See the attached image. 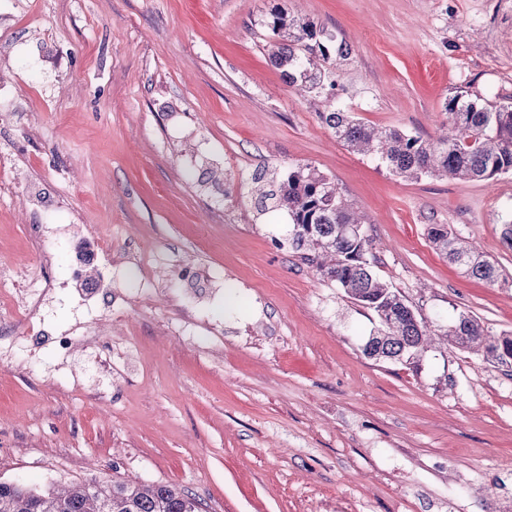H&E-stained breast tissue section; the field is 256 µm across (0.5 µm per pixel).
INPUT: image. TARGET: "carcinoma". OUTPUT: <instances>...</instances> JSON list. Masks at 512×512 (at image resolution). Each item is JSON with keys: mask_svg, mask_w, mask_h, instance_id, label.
I'll return each instance as SVG.
<instances>
[{"mask_svg": "<svg viewBox=\"0 0 512 512\" xmlns=\"http://www.w3.org/2000/svg\"><path fill=\"white\" fill-rule=\"evenodd\" d=\"M274 37L271 61L283 79L300 92L321 89L327 73L315 59L327 60L329 46L310 22L282 10L271 13ZM448 125L436 139L397 129L368 126L342 109L320 113L336 140L354 153L375 157L401 178L422 175L458 180H490L512 173V105L456 93L444 105ZM271 207L288 212V242L317 275L342 288L355 305L377 319L376 331L363 346L374 359L411 361L427 349L431 331L367 259L368 221L339 191L336 183L308 165L288 171L263 195ZM427 236L448 262L490 285L502 274L476 244L458 238L446 224H431ZM448 344L473 353L512 377V333L493 337L482 323L461 312L443 329ZM0 512H204L191 492L168 482L149 485L114 476L91 478L63 488L37 489L20 481L0 480Z\"/></svg>", "mask_w": 512, "mask_h": 512, "instance_id": "cac0c4a2", "label": "carcinoma"}]
</instances>
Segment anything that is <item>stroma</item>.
Instances as JSON below:
<instances>
[{"label": "stroma", "instance_id": "stroma-1", "mask_svg": "<svg viewBox=\"0 0 512 512\" xmlns=\"http://www.w3.org/2000/svg\"><path fill=\"white\" fill-rule=\"evenodd\" d=\"M352 48L301 93L270 61L274 9ZM0 269L53 234L64 287L43 313L82 322L65 285L83 228L112 245L104 336L58 363L17 343L0 364V480L97 475L185 487L206 512H497L512 503V379L447 344L417 366L362 347L370 311L258 211L257 171L309 165L370 222L376 274L431 328L460 312L512 331V286L463 277L427 238L446 224L512 276L500 226L512 173L406 180L320 119L435 138L465 90L512 102V0H0ZM133 297L136 308L123 300ZM195 318L196 335L178 326Z\"/></svg>", "mask_w": 512, "mask_h": 512}]
</instances>
